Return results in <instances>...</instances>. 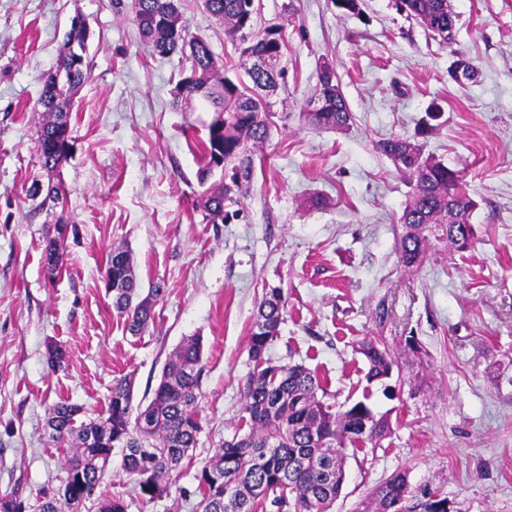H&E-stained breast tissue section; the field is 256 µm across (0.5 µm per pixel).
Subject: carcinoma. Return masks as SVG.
Wrapping results in <instances>:
<instances>
[{
    "label": "carcinoma",
    "mask_w": 512,
    "mask_h": 512,
    "mask_svg": "<svg viewBox=\"0 0 512 512\" xmlns=\"http://www.w3.org/2000/svg\"><path fill=\"white\" fill-rule=\"evenodd\" d=\"M206 10L224 23V33L243 45L249 83L224 76L209 42L188 35L182 23L180 0H133L134 22L141 37L160 55L180 52L191 60V78L177 84V100L198 97L208 102L215 117L204 138L196 143L202 157L198 171L204 190L196 207L216 223L228 216L226 208L240 205L241 188L251 181L255 156L271 135V122L259 113L270 112L266 88L270 73L284 78L281 67L282 30L276 38H253L248 22V0H204ZM409 17L429 20L435 38L448 42L456 14L449 0H398ZM88 30L70 26L57 68L68 73L60 82L49 76L39 98L42 120L38 143L42 166L56 169L66 158L63 145L70 140L68 103L88 78L84 68H72L71 46H86ZM314 98L324 101L319 112H306V122L316 129H347L353 114L338 83L318 79ZM407 179L410 192L399 217L403 234L398 245L401 265L419 266L431 250L465 252L477 235L470 222L473 201L461 187L459 171L423 157L412 139L390 136L378 144ZM224 163V177L212 179L213 166ZM106 274L112 275V307L124 317L126 330L139 334L153 320L154 308L165 288L157 284L146 296L140 288L131 253L112 250ZM287 312L282 289L265 291L251 325V361L266 355L278 336ZM356 352L367 364L365 378L372 384L398 359L418 349L408 343L397 350L374 337L356 342ZM204 371L203 343L199 336L185 339L163 368L161 379L146 406L133 407L129 377L112 384L104 411L82 422V407L61 401L48 412L46 427L52 440L75 448L62 466L55 488H42L31 501L1 494L9 512H126L125 501L96 493L121 456L122 470L135 482L139 495L153 501L169 495L190 449L196 447L201 421L198 398ZM244 416L248 430L224 440L201 467L195 494L201 512H266L271 505L285 512H331L346 479V450L366 445L375 448L391 432L388 415L375 418L369 431L363 419L372 409L363 400L344 408L325 401L328 393L319 377L302 364H274L252 369L244 384ZM406 471L392 474L368 495L356 512H420Z\"/></svg>",
    "instance_id": "1"
}]
</instances>
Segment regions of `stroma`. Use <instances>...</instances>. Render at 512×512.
I'll return each mask as SVG.
<instances>
[{
	"mask_svg": "<svg viewBox=\"0 0 512 512\" xmlns=\"http://www.w3.org/2000/svg\"><path fill=\"white\" fill-rule=\"evenodd\" d=\"M395 2L360 0L347 12L332 0H255L256 25L283 28L287 74L270 98L272 134L242 189L243 213L212 224L195 201L196 144L213 112L199 99L174 105L190 72L185 55L152 51L132 0H0V494L30 499L57 485L67 449L45 427L55 403L98 416L123 375L134 403H148L176 347L199 336L202 431L176 491L143 500L117 464L101 486L123 496L127 512H199L198 467L240 425L250 327L265 290L278 287L288 313L268 358L305 365L336 403L368 398L392 422L379 447L349 453L332 512H354L400 470L458 512H512V0H450L447 43ZM181 13L225 74L242 75L238 45L203 0H181ZM77 15L90 32V76L68 105L71 153L50 172L39 158L38 101ZM461 56L473 80L449 77ZM325 61L353 114L342 132L302 116ZM396 135L459 171L475 204L474 249L401 266L410 187L376 148ZM36 183L57 186L61 202L38 205ZM316 195L326 205L306 206ZM61 216L63 264L52 273L44 245ZM118 246L142 289L166 288L138 336L103 280ZM364 336L396 349L417 339L394 396L365 380L355 351ZM52 343L68 355L58 370L47 364Z\"/></svg>",
	"mask_w": 512,
	"mask_h": 512,
	"instance_id": "1",
	"label": "stroma"
}]
</instances>
